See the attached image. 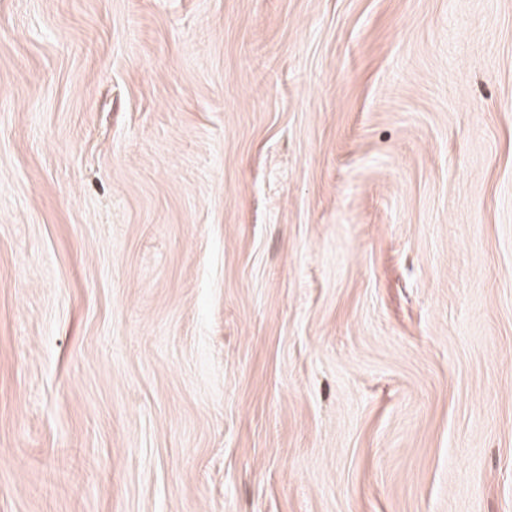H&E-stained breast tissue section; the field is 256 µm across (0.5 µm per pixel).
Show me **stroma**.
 Listing matches in <instances>:
<instances>
[{
	"mask_svg": "<svg viewBox=\"0 0 512 512\" xmlns=\"http://www.w3.org/2000/svg\"><path fill=\"white\" fill-rule=\"evenodd\" d=\"M0 512H512V0H0Z\"/></svg>",
	"mask_w": 512,
	"mask_h": 512,
	"instance_id": "stroma-1",
	"label": "stroma"
}]
</instances>
